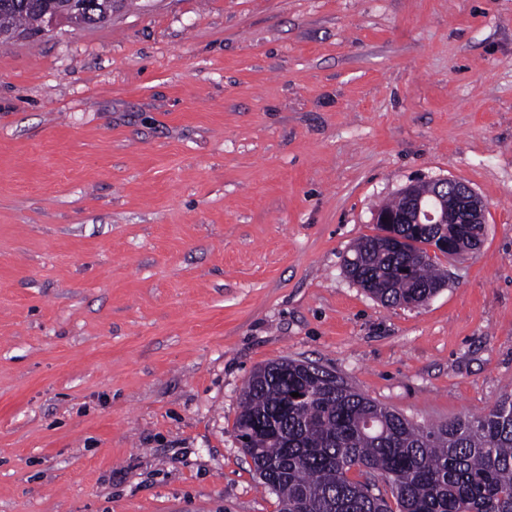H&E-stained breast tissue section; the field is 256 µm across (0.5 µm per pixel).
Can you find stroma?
Returning a JSON list of instances; mask_svg holds the SVG:
<instances>
[{
  "label": "stroma",
  "mask_w": 512,
  "mask_h": 512,
  "mask_svg": "<svg viewBox=\"0 0 512 512\" xmlns=\"http://www.w3.org/2000/svg\"><path fill=\"white\" fill-rule=\"evenodd\" d=\"M478 250L345 275L407 185ZM312 361L425 424L512 394V0H133L0 45V512H277L243 387ZM448 184L456 187L451 195L445 193ZM431 188L433 192L421 194L417 185H409L406 200L400 192L394 201L382 206L379 210L403 211L398 215L377 212L375 224L380 233L360 238L352 256L344 259L345 273L387 305L426 302L443 288L445 279L435 261L438 256H430L427 246L436 247L443 255L460 256L467 252L453 248H471L481 242L485 206L477 193L468 184L449 178L432 181ZM426 197L434 200L432 208L427 206ZM382 224L392 225L386 228ZM441 224L446 228L438 226ZM397 238L404 241L399 243ZM444 238L445 248H452L450 252L441 245Z\"/></svg>",
  "instance_id": "obj_1"
}]
</instances>
